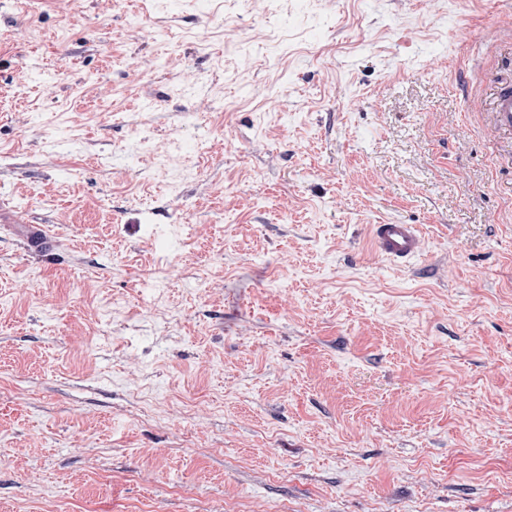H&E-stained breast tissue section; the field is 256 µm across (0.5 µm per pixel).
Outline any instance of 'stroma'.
Wrapping results in <instances>:
<instances>
[{"instance_id": "35a3bbf8", "label": "stroma", "mask_w": 512, "mask_h": 512, "mask_svg": "<svg viewBox=\"0 0 512 512\" xmlns=\"http://www.w3.org/2000/svg\"><path fill=\"white\" fill-rule=\"evenodd\" d=\"M510 39L512 0H0V512H512L471 105ZM371 241L374 251L400 267H410L424 251V234L416 224H374Z\"/></svg>"}]
</instances>
